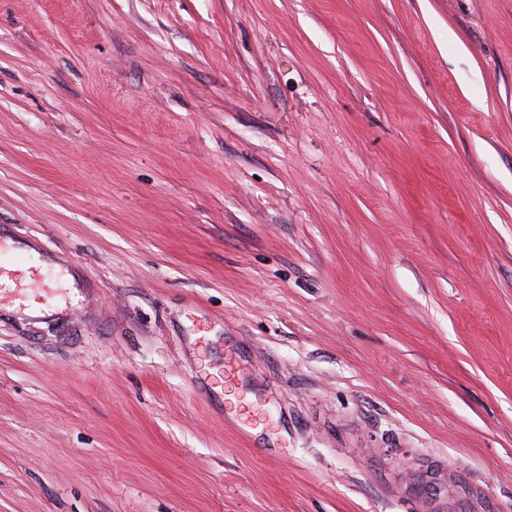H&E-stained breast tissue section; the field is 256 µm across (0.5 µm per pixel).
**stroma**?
Wrapping results in <instances>:
<instances>
[{"label": "stroma", "instance_id": "35a3bbf8", "mask_svg": "<svg viewBox=\"0 0 512 512\" xmlns=\"http://www.w3.org/2000/svg\"><path fill=\"white\" fill-rule=\"evenodd\" d=\"M0 512H512V0H0Z\"/></svg>", "mask_w": 512, "mask_h": 512}]
</instances>
